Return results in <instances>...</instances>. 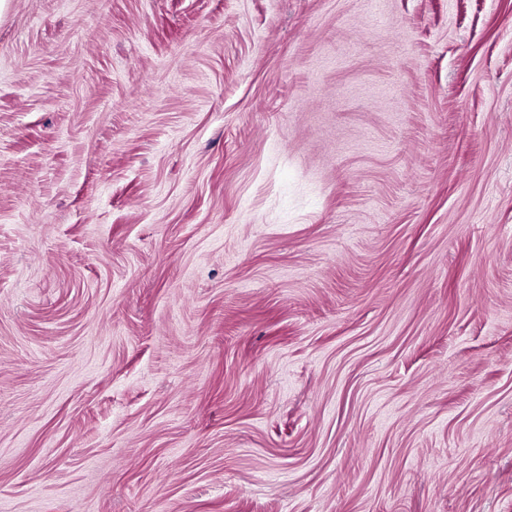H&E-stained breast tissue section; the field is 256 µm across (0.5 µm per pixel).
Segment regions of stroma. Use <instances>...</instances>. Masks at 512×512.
<instances>
[{
  "label": "stroma",
  "instance_id": "35a3bbf8",
  "mask_svg": "<svg viewBox=\"0 0 512 512\" xmlns=\"http://www.w3.org/2000/svg\"><path fill=\"white\" fill-rule=\"evenodd\" d=\"M0 512H512V0H5Z\"/></svg>",
  "mask_w": 512,
  "mask_h": 512
}]
</instances>
